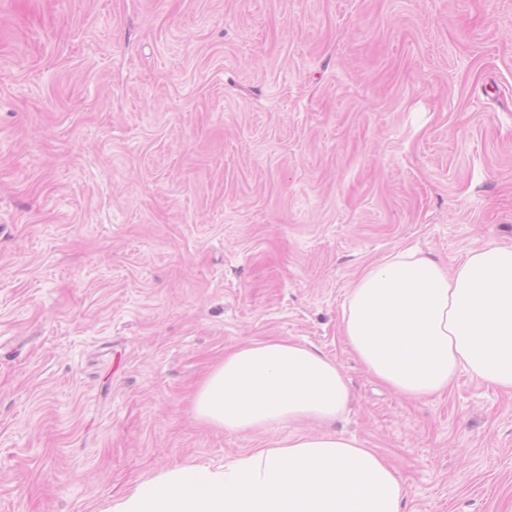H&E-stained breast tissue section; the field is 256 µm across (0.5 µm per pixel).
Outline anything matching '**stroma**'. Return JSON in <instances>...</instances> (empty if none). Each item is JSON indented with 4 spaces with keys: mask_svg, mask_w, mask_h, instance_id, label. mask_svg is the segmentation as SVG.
<instances>
[{
    "mask_svg": "<svg viewBox=\"0 0 512 512\" xmlns=\"http://www.w3.org/2000/svg\"><path fill=\"white\" fill-rule=\"evenodd\" d=\"M512 245V0H0V512H102L226 432L192 400L282 337L404 512H512V394L410 400L341 333L364 269Z\"/></svg>",
    "mask_w": 512,
    "mask_h": 512,
    "instance_id": "35a3bbf8",
    "label": "stroma"
}]
</instances>
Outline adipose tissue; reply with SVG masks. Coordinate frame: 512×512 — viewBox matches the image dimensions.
Listing matches in <instances>:
<instances>
[{
  "instance_id": "obj_1",
  "label": "adipose tissue",
  "mask_w": 512,
  "mask_h": 512,
  "mask_svg": "<svg viewBox=\"0 0 512 512\" xmlns=\"http://www.w3.org/2000/svg\"><path fill=\"white\" fill-rule=\"evenodd\" d=\"M346 345L377 380L426 399L460 374L512 391V246L487 243L452 268L401 250L362 272L342 310ZM351 401L335 361L286 338L226 351L193 409L224 431L291 425L287 438L212 467L178 464L104 512H403L395 467L333 425ZM312 421L320 430L296 431Z\"/></svg>"
}]
</instances>
